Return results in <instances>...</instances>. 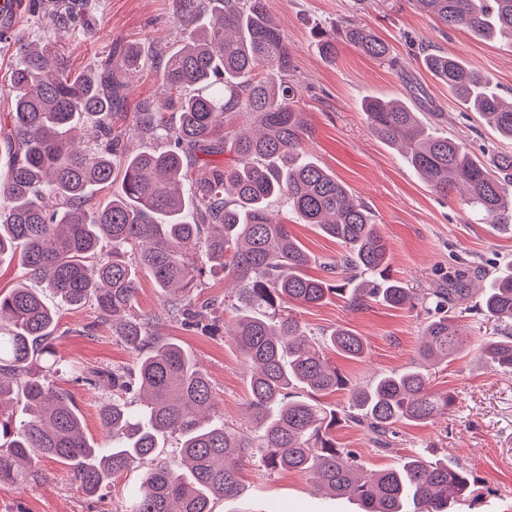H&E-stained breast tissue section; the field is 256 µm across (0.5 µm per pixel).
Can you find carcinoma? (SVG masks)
<instances>
[{"mask_svg":"<svg viewBox=\"0 0 512 512\" xmlns=\"http://www.w3.org/2000/svg\"><path fill=\"white\" fill-rule=\"evenodd\" d=\"M448 28L484 39L512 35V0H413ZM181 45L158 53L164 97L132 119L135 129L166 141L163 151L130 152L112 126L141 51L129 46L97 72L73 74L64 53L47 44L15 42L10 122L0 139L13 155L0 180V260L17 259L25 276L61 303L93 305L97 319L136 355L135 372L79 369L75 382L103 380L112 399L100 408L110 443L88 440L61 371L54 343L57 310L43 293L19 283L0 293V485L46 477L52 459L69 468L81 489L96 495L130 469H143L121 512H214L242 491L241 466L294 471L320 491L347 496L363 512H461L477 502L481 479L471 469L420 453L369 472L340 446L336 427L351 423L390 450L404 423H428L454 405L433 389L426 363H448L468 347L459 320L476 310L495 318V336L478 345L488 366L512 373V267L471 276L460 267L447 282L417 291L389 274L390 244L369 207L342 181L306 157L309 127L289 77L292 52L264 0H172ZM349 44L379 60L390 46L349 24L320 34L318 51L333 60ZM423 66L466 109L512 141V100L449 54L428 52ZM370 130L399 147L406 164L435 191L463 189L475 220L512 230V153L494 169L463 142L420 120L405 102L368 99ZM178 113V122L166 113ZM238 117L250 128H238ZM91 129L97 147L75 146ZM120 181L101 209L87 200ZM281 200L304 224L316 225L345 250L306 273L310 254L270 206ZM221 273L234 282L233 319L224 327L210 306L197 305L202 281ZM167 296L166 312L187 328L225 331L249 363L247 412L253 429L224 423L207 373L178 342L153 330V318L131 314L141 276ZM332 295L354 310L371 303L435 313L422 327L420 362L353 384L327 352L364 357L365 339L338 326L317 337L293 313ZM478 304L465 305L472 296ZM347 391L329 408L318 396ZM177 455L156 460L164 437Z\"/></svg>","mask_w":512,"mask_h":512,"instance_id":"1","label":"carcinoma"}]
</instances>
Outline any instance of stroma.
I'll return each mask as SVG.
<instances>
[{"label":"stroma","instance_id":"obj_1","mask_svg":"<svg viewBox=\"0 0 512 512\" xmlns=\"http://www.w3.org/2000/svg\"><path fill=\"white\" fill-rule=\"evenodd\" d=\"M266 9L284 34L293 54L292 78L299 106L311 135L306 152L334 173L372 210L389 240L391 275L412 288H431L449 272L469 261L488 269L512 264V231L475 221L459 193L441 196L404 162L392 147L370 131L362 110L369 97L412 100L422 90L427 101L424 120L456 136L486 162L497 153L512 152L485 121L461 106L447 85L429 74L423 52L441 50L475 68L502 94L512 97V43L474 37L464 29H449L418 11L412 0H265ZM71 29L56 42L74 71H90L116 45L137 43L145 48L179 46L171 0H76ZM348 23L364 26L385 40L392 61L364 55L342 45L335 60L316 49L314 33ZM161 94L154 68L144 67L131 78L125 92L124 113L116 125L126 130L130 150H155L161 143L134 131L132 113L151 107ZM282 220L315 257L308 273L322 275V262L342 247L312 224L299 223L285 212ZM165 299L149 278H141L136 311L154 318L158 334L177 339L198 358L209 376L218 414L236 426H249L247 414L250 369L226 334L211 336L182 326L165 311ZM299 321L315 333L345 326L367 342L362 359L333 356L332 361L354 383L407 367L417 358L418 336L424 316L416 311L373 304L359 311L335 296L316 307L296 308ZM57 357L63 370L56 382L67 389L78 407L88 439L103 445L107 434L99 408L110 392L72 382L70 366L132 367L134 354L96 322L92 307L59 311ZM433 385L449 391L456 402L448 414L431 423L402 424L396 429L392 451H382L359 428L342 426L338 442L357 452L370 470L390 466L395 456L420 452L433 459L472 467L482 480L479 512H512V374H503L464 353L446 366L431 370ZM44 480L24 487L0 486V512H119L141 480L138 470L116 476L102 494L87 496L68 468L47 460ZM240 499L223 501L215 512H359L346 498L318 492L308 476L271 473L244 463Z\"/></svg>","mask_w":512,"mask_h":512}]
</instances>
